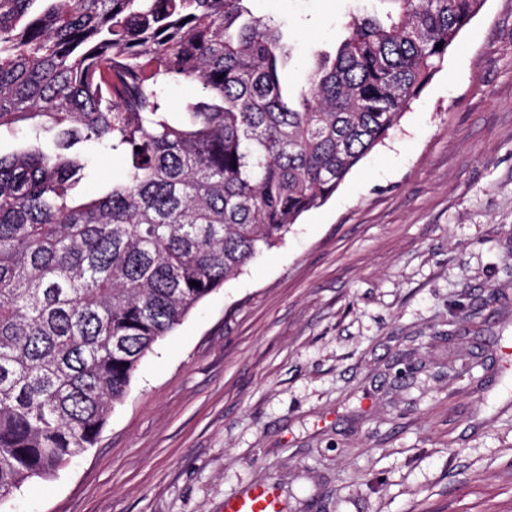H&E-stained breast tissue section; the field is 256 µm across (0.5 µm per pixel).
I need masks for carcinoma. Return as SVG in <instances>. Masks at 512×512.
Wrapping results in <instances>:
<instances>
[{
  "instance_id": "1",
  "label": "carcinoma",
  "mask_w": 512,
  "mask_h": 512,
  "mask_svg": "<svg viewBox=\"0 0 512 512\" xmlns=\"http://www.w3.org/2000/svg\"><path fill=\"white\" fill-rule=\"evenodd\" d=\"M245 2L0 0V133L58 131L0 154V501L94 445L142 358L333 196L486 0L354 15L294 90ZM177 81L197 93L172 112ZM79 144L126 160L94 195Z\"/></svg>"
}]
</instances>
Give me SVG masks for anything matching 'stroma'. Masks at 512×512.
<instances>
[{"label": "stroma", "mask_w": 512, "mask_h": 512, "mask_svg": "<svg viewBox=\"0 0 512 512\" xmlns=\"http://www.w3.org/2000/svg\"><path fill=\"white\" fill-rule=\"evenodd\" d=\"M283 81L387 0H247ZM512 512V0L399 128L141 361L97 442L0 512ZM278 506L265 491H254L247 496L226 500L224 512H277Z\"/></svg>", "instance_id": "stroma-1"}]
</instances>
